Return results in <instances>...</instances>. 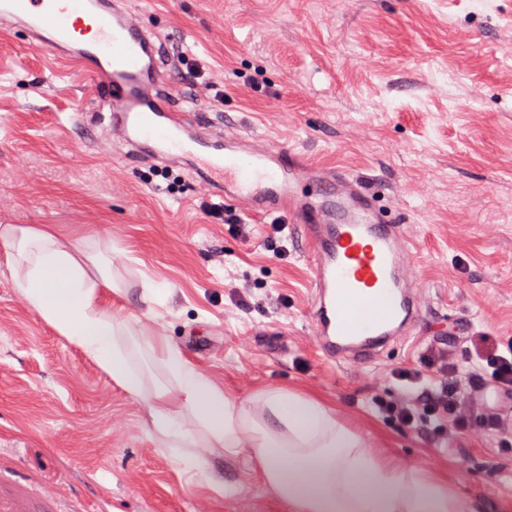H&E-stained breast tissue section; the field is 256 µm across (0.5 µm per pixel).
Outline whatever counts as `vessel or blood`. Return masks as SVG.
<instances>
[{
  "label": "vessel or blood",
  "instance_id": "1",
  "mask_svg": "<svg viewBox=\"0 0 512 512\" xmlns=\"http://www.w3.org/2000/svg\"><path fill=\"white\" fill-rule=\"evenodd\" d=\"M0 25L76 61L95 103L90 123L120 137L132 155L188 156L205 179L222 177L225 199L250 215L291 211L314 269L311 320L329 351L363 356L419 319L415 248L403 220H384L373 192L307 165L295 148L204 124L190 100L174 105L164 46L123 0H0ZM324 180L336 184L333 205L301 199V186Z\"/></svg>",
  "mask_w": 512,
  "mask_h": 512
}]
</instances>
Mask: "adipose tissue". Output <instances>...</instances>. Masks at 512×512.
Instances as JSON below:
<instances>
[{"instance_id":"ef3b65f1","label":"adipose tissue","mask_w":512,"mask_h":512,"mask_svg":"<svg viewBox=\"0 0 512 512\" xmlns=\"http://www.w3.org/2000/svg\"><path fill=\"white\" fill-rule=\"evenodd\" d=\"M0 259L37 316L144 402L146 424L164 447L248 454L288 512H471L439 478L381 456L322 401L273 388L226 395L180 349L117 317L112 296L121 285L86 240L52 224H4ZM142 354L173 385L147 387Z\"/></svg>"}]
</instances>
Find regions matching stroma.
<instances>
[{
  "mask_svg": "<svg viewBox=\"0 0 512 512\" xmlns=\"http://www.w3.org/2000/svg\"><path fill=\"white\" fill-rule=\"evenodd\" d=\"M170 49L214 87L200 108L230 133L287 143L360 178L388 215L411 217L426 308L411 336L365 361L328 357L310 320L313 269L284 213L242 217L246 236L199 206L188 161L135 163L79 121L76 67L0 28V224L90 237L127 291L115 308L178 346L225 394L277 388L322 400L375 448L441 477L475 512H512V447L494 431L427 437L372 398L392 371L439 350L469 361L473 333L512 340V0H134ZM176 189H169V182ZM283 224L285 256L268 251ZM161 284L153 307L138 295ZM225 495L158 447L145 406L25 304L0 264V492L53 486L51 512H288L248 456L216 458Z\"/></svg>",
  "mask_w": 512,
  "mask_h": 512,
  "instance_id": "obj_1",
  "label": "stroma"
}]
</instances>
